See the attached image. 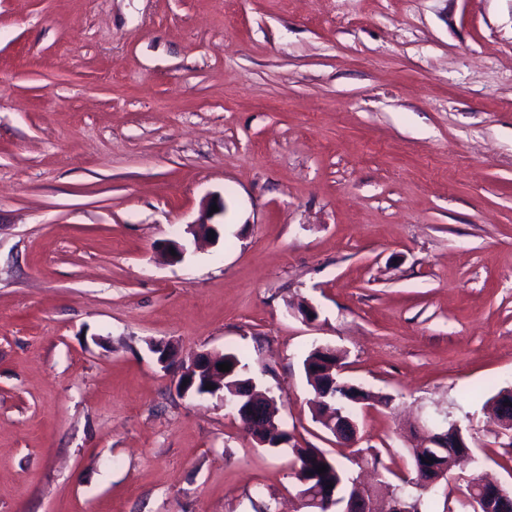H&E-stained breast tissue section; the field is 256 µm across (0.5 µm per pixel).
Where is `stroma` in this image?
I'll list each match as a JSON object with an SVG mask.
<instances>
[{
  "label": "stroma",
  "instance_id": "35a3bbf8",
  "mask_svg": "<svg viewBox=\"0 0 512 512\" xmlns=\"http://www.w3.org/2000/svg\"><path fill=\"white\" fill-rule=\"evenodd\" d=\"M221 197L220 237L162 246ZM311 306L314 319L301 308ZM237 354L288 444L151 347ZM340 350L390 485L448 419L512 490V0H0V512H304ZM336 354L334 355H326L324 352H321L318 347H314L311 349L304 360V370L308 380L309 370L311 369L313 373L317 368L322 367V362H336L331 369L326 370L325 372H320L318 375H328L329 376V387L327 392L324 394V397H328L332 394V397L336 399V403L322 401L316 395V387L310 383L314 392V405H315V419L319 422L325 429H329L328 422L335 419L336 411L342 410L345 415H348L352 418L353 413L352 409L360 405L358 404L359 397H375L370 391L365 390L364 388L350 384L351 386L348 389L341 388L338 389L337 392H333V388L336 386V383L341 381L340 375L342 369H337L336 364L341 363L342 365V357L339 351L334 349ZM333 371H335V375H333ZM373 398L368 399H360L362 404H369L372 402Z\"/></svg>",
  "mask_w": 512,
  "mask_h": 512
}]
</instances>
